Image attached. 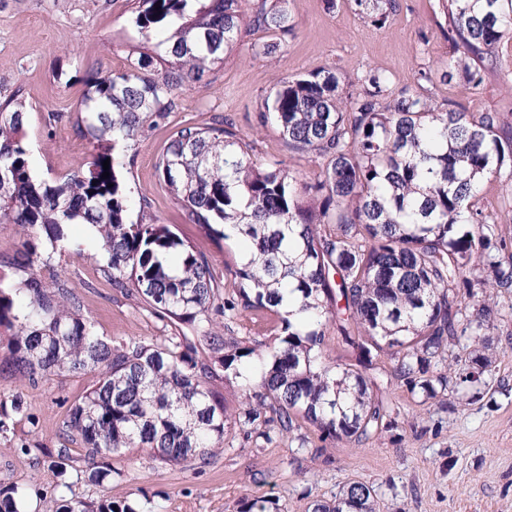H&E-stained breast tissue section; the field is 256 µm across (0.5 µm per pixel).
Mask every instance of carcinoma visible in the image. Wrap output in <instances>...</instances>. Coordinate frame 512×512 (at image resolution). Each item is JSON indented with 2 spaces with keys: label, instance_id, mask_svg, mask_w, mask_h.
Segmentation results:
<instances>
[{
  "label": "carcinoma",
  "instance_id": "cac0c4a2",
  "mask_svg": "<svg viewBox=\"0 0 512 512\" xmlns=\"http://www.w3.org/2000/svg\"><path fill=\"white\" fill-rule=\"evenodd\" d=\"M139 0L132 23L153 53L122 73L87 79L78 119L93 150L85 167L53 179L33 174L26 141L25 100L0 102V223L16 224L27 239L8 265L26 274L17 284L0 271V374L35 383L52 375L99 370L95 387L70 409L61 435L85 449L74 465L60 448L49 468L60 492L43 512H157L147 500H88L78 483L112 481V457L149 448L176 465H204L224 439V404L207 386L213 367L196 356L186 336L161 343L114 344L99 335L80 298L63 280L47 285L37 273L50 257L45 246L83 255L65 229L83 224L100 251V271L154 312L188 324L224 373L242 381L245 404L234 424L271 440L268 427L293 434L307 422L323 440L367 441L393 428L388 384L374 372L383 353L411 392L434 399L448 389L453 346L471 336L463 383H480L490 366L484 330L494 311L471 305L462 289L512 293V260L499 225L488 214L484 185L512 181V126L498 112L441 108L415 87L396 94L390 78L369 71L360 88L345 91L336 73L319 68L283 77L259 115L288 146L324 160L303 183L318 206L303 205L299 177L280 161L258 164L232 125L185 126L158 163L170 195L189 220L216 239L226 230L246 246L223 298L207 259L166 224L131 220L137 190L121 176L126 152L146 123L169 112L177 88L208 63L232 51L243 17L267 34L257 54L281 49L294 29L288 0ZM372 5L382 25L397 0ZM454 33V67L477 89L492 50L512 32V0H441ZM109 176L102 178L103 161ZM269 311L277 317L275 343L260 350L213 330V317ZM355 353L353 363L326 361L328 331ZM26 411L19 395L0 397V430ZM373 488L345 484L312 512H375ZM25 489L0 488V512H24Z\"/></svg>",
  "mask_w": 512,
  "mask_h": 512
}]
</instances>
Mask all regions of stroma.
<instances>
[{"label": "stroma", "mask_w": 512, "mask_h": 512, "mask_svg": "<svg viewBox=\"0 0 512 512\" xmlns=\"http://www.w3.org/2000/svg\"><path fill=\"white\" fill-rule=\"evenodd\" d=\"M132 0H0V100L20 93L28 108L26 128L36 175L65 174L89 158L92 145L77 130L86 77L121 73L138 57L144 39L131 23ZM295 27L284 46L258 55L262 32L242 25L235 49L207 64L201 78L176 90L165 117L138 137L133 160L122 175L144 197L146 214L203 254L220 288L230 290V269L241 249L189 223L157 170L160 156L183 127L232 122L249 141L258 162L282 161L311 180L322 160L292 150L273 125H260L265 98L279 78L326 67L341 86L360 84L372 70L386 73L393 90L415 85L419 72L432 70L424 93L437 103L454 102L472 112L500 113L512 123V33L494 50L497 66L484 83L468 90L460 75H448L454 47L448 39L440 0H397L387 22L374 26L353 0H289ZM63 113L53 121V113ZM60 274L81 298L99 334L112 342L160 341L178 329L138 299L112 287L93 258L55 253L43 268L44 281ZM488 331L492 363L481 383H449L426 400L403 383L387 390L398 410L396 425L363 443L321 441L303 425L311 451L292 460L291 436H245L231 429L205 466L173 465L133 448L114 458L120 478L103 486L77 485L84 497L100 500L153 497L160 512H243L246 500L264 497L277 512H310L314 500L329 499L358 480L376 492V512H512V295L498 296ZM97 372L54 375L31 383L0 377V395H22L27 410L0 433V486L22 485L29 512H41L56 494V478L46 464L20 453L21 444L48 452L69 447L73 459L84 450L60 434L75 400L96 384ZM472 404H457L459 394Z\"/></svg>", "instance_id": "35a3bbf8"}]
</instances>
